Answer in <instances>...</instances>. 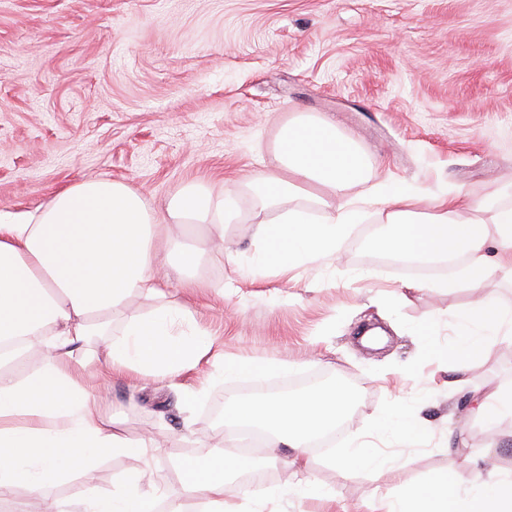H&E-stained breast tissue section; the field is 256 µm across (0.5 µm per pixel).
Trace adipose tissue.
Returning <instances> with one entry per match:
<instances>
[{
  "mask_svg": "<svg viewBox=\"0 0 512 512\" xmlns=\"http://www.w3.org/2000/svg\"><path fill=\"white\" fill-rule=\"evenodd\" d=\"M277 168L244 178L241 191L255 208L273 211L258 224L256 251L244 270L249 278L275 270L288 273L315 261L333 262L360 209L347 192L367 177L357 144L327 118L298 117L280 130ZM238 194L213 195L200 185L177 198V216L186 224L223 230L236 215ZM377 204L388 232L381 240L391 255L428 263L463 256V269L436 282L439 290L476 287L481 273L512 281V207L495 211L491 226L470 224L461 215L470 204L461 191L429 201L382 185ZM155 217L127 185L89 180L59 192L33 213L0 212V503L14 499L19 486L31 498L75 474L92 477L104 453L146 454L154 441L130 439L100 411L73 363V348L93 337L110 336L108 320L126 307L130 294L162 299L170 259ZM192 322L184 305L163 302L148 319L130 318L111 344L109 374L165 378L201 367L214 341L202 329L177 334L176 321ZM453 346L470 357H486L512 341V308L487 297L475 309L454 316ZM353 399L336 389L279 395L254 402H227L225 418L265 431L295 449L294 466L312 461L303 450L317 438L334 435ZM225 449L189 459L180 495L161 492L157 482L134 475L109 494L87 488L76 505L55 512H236L227 499L226 477L237 468ZM336 463L341 471L359 466L378 475L393 473L390 459L344 439ZM512 512V475L477 471L436 475L399 485L389 512Z\"/></svg>",
  "mask_w": 512,
  "mask_h": 512,
  "instance_id": "1",
  "label": "adipose tissue"
}]
</instances>
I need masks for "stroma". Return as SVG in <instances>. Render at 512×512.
Listing matches in <instances>:
<instances>
[{"label": "stroma", "instance_id": "35a3bbf8", "mask_svg": "<svg viewBox=\"0 0 512 512\" xmlns=\"http://www.w3.org/2000/svg\"><path fill=\"white\" fill-rule=\"evenodd\" d=\"M326 117L363 149L356 193L382 182L429 196L463 188L475 202L496 194L512 207V0H0V209L32 212L83 180L109 178L140 194L160 220L190 184L213 191L276 165L285 123ZM223 231L201 226L197 245L223 247L202 260L195 290L173 281L167 299L187 305L228 362V381L208 368L157 381L134 374L100 382L110 339L76 349L105 414L158 450L102 461L93 485L111 492L147 470L167 492L183 491L182 465L223 449L237 429L224 401L270 398L346 382L355 398L339 431L372 440L389 409L425 407L418 433L393 454L387 477L343 474L331 451L308 449V482L327 498H273L263 512H387L396 487L472 467L512 472V416L494 441L475 406L460 400L512 379V343L450 370L452 313L495 296L512 307V282L493 273L478 287L436 292L425 274L388 262L373 240L378 207L333 264L269 271L251 283L240 267L255 250L267 212L240 194ZM417 291L396 300L404 283ZM421 327L418 336L406 326ZM277 360L281 369L266 370ZM293 449L256 448V481L228 488L250 512L259 485L296 482Z\"/></svg>", "mask_w": 512, "mask_h": 512}]
</instances>
